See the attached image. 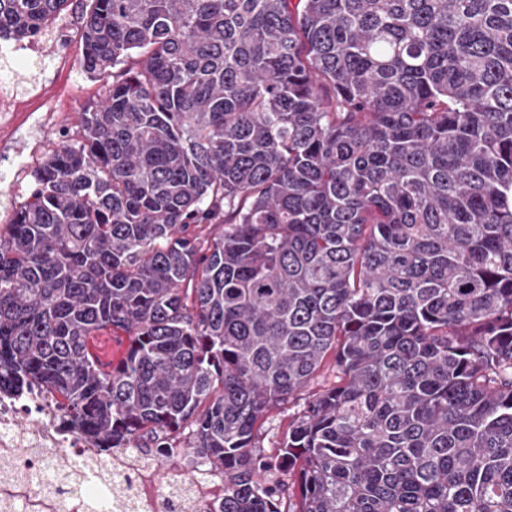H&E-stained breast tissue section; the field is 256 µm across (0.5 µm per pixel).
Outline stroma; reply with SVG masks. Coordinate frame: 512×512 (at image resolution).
I'll return each instance as SVG.
<instances>
[{
    "instance_id": "obj_1",
    "label": "stroma",
    "mask_w": 512,
    "mask_h": 512,
    "mask_svg": "<svg viewBox=\"0 0 512 512\" xmlns=\"http://www.w3.org/2000/svg\"><path fill=\"white\" fill-rule=\"evenodd\" d=\"M87 0H70L64 13L69 22L65 50L48 51L41 69L31 71L17 59L0 56V77L14 79V89L23 103L21 111L0 112V222L6 219L11 200L26 198L33 185L34 147L49 148L64 131L75 130L85 108L99 104L105 89L99 78L82 66L80 17ZM49 81L46 91L32 97L34 78Z\"/></svg>"
}]
</instances>
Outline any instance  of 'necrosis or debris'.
Instances as JSON below:
<instances>
[{
	"label": "necrosis or debris",
	"mask_w": 512,
	"mask_h": 512,
	"mask_svg": "<svg viewBox=\"0 0 512 512\" xmlns=\"http://www.w3.org/2000/svg\"><path fill=\"white\" fill-rule=\"evenodd\" d=\"M57 406L56 395L42 387L21 397L0 392V461L17 472L0 480V512H92L84 492L60 493L35 479L68 449L87 461L89 482L104 478L105 488L122 504L120 512H177L186 497L199 512H210L213 502L223 497V480L202 467L181 472L162 486L141 449L96 456L80 429L61 421Z\"/></svg>",
	"instance_id": "obj_1"
}]
</instances>
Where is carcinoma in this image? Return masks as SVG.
Masks as SVG:
<instances>
[{"mask_svg":"<svg viewBox=\"0 0 512 512\" xmlns=\"http://www.w3.org/2000/svg\"><path fill=\"white\" fill-rule=\"evenodd\" d=\"M82 40L105 98L0 232V388L282 512L257 438L330 358L289 512H512V0H88ZM102 335L111 336H90L87 343L88 355L97 362L113 363L121 360L129 345V336L123 331L114 330L112 328H106L100 332ZM112 337V358H111V345L110 339Z\"/></svg>","mask_w":512,"mask_h":512,"instance_id":"obj_1","label":"carcinoma"}]
</instances>
